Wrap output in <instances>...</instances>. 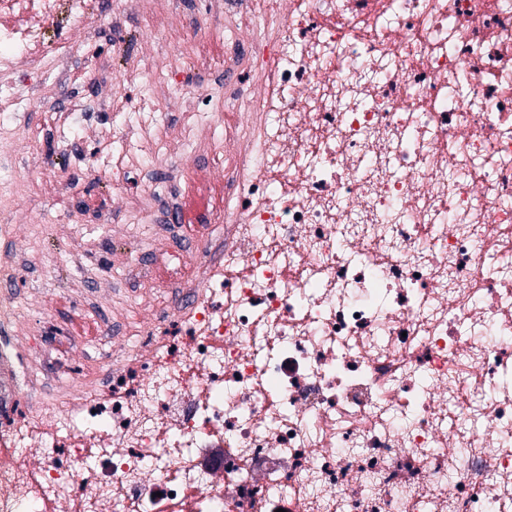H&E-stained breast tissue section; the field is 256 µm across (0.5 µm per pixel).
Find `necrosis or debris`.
Here are the masks:
<instances>
[{"label":"necrosis or debris","instance_id":"obj_1","mask_svg":"<svg viewBox=\"0 0 512 512\" xmlns=\"http://www.w3.org/2000/svg\"><path fill=\"white\" fill-rule=\"evenodd\" d=\"M224 49L141 106L204 98L222 206L179 174L150 233L183 264L131 257L148 299L137 356L53 419L0 376V512H512V0H214ZM95 0H0L8 74L66 77L64 29L96 41ZM153 179L162 142L101 125ZM24 453H16V446Z\"/></svg>","mask_w":512,"mask_h":512}]
</instances>
